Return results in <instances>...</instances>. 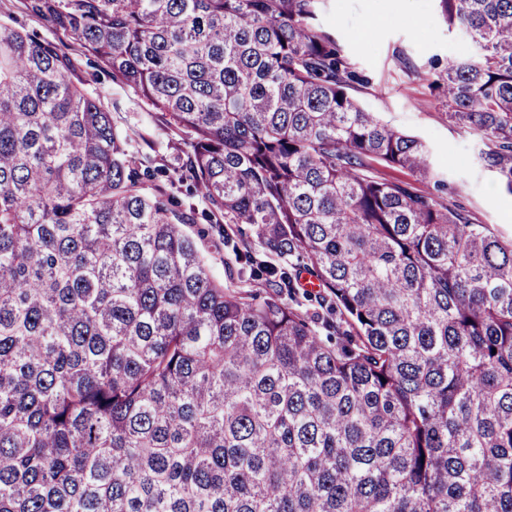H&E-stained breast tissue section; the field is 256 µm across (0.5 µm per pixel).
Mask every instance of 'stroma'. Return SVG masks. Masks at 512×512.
<instances>
[{"label":"stroma","mask_w":512,"mask_h":512,"mask_svg":"<svg viewBox=\"0 0 512 512\" xmlns=\"http://www.w3.org/2000/svg\"><path fill=\"white\" fill-rule=\"evenodd\" d=\"M0 21L46 41L58 36L43 20L27 12L21 0H0ZM373 36H366L368 24ZM317 25L329 34L363 77L353 94L368 111L421 138L437 179L446 188L444 200L455 203L478 224L493 225L512 237V195L475 160L476 138L450 126L442 100L435 97L428 80L434 63L457 56L465 34L449 28L437 0H320ZM65 50L91 91L101 94L112 108L118 128H134L155 143L153 166L176 167L180 150L174 148L155 113L134 92L113 81L95 59L80 54L73 42ZM207 260L213 277L224 280V257L229 250L217 229L205 221L187 225Z\"/></svg>","instance_id":"obj_1"}]
</instances>
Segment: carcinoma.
I'll use <instances>...</instances> for the list:
<instances>
[{
	"label": "carcinoma",
	"mask_w": 512,
	"mask_h": 512,
	"mask_svg": "<svg viewBox=\"0 0 512 512\" xmlns=\"http://www.w3.org/2000/svg\"><path fill=\"white\" fill-rule=\"evenodd\" d=\"M318 2L25 0L181 137L225 282L140 132L0 23V512H512V238L415 187ZM437 2L475 50L430 88L512 194V0ZM189 181L184 182L183 185L176 184V187L170 188L167 184V189L174 197L183 204L187 205L193 203L196 206L198 212L197 224H187L185 230L197 241V244L207 260L211 274L213 277L220 281H225L224 271V256L228 255L230 249L224 245V235L219 233L217 229L210 228V224H206V221L201 219L200 213L207 206L201 201L199 196H190L187 191V185ZM202 228H209V232H206L204 236L200 235Z\"/></svg>",
	"instance_id": "obj_1"
}]
</instances>
